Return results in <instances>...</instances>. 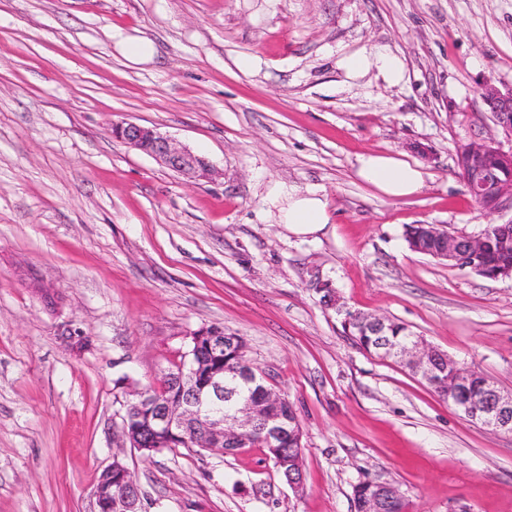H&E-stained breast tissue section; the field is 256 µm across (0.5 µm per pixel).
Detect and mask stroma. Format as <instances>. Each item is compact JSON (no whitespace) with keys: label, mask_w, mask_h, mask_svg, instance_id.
I'll return each mask as SVG.
<instances>
[{"label":"stroma","mask_w":512,"mask_h":512,"mask_svg":"<svg viewBox=\"0 0 512 512\" xmlns=\"http://www.w3.org/2000/svg\"><path fill=\"white\" fill-rule=\"evenodd\" d=\"M125 37L156 55L129 62ZM363 51L401 57L403 81L348 79L339 59ZM489 81L512 83V0H0V512H95L117 454L141 512H354L363 480L411 512H512V435L360 349L317 291L512 391V280L405 241L414 224L477 235L512 219L484 215L455 161L458 142L502 136ZM121 121L214 177L114 139ZM367 151L418 164L425 189L382 195L355 174ZM280 185L327 196L325 234L275 222ZM212 324L295 407L303 492L257 447H124L127 390ZM114 137L131 147L146 153L168 169L195 180L209 179L214 174L210 162L163 136L155 128L135 123H116L112 125Z\"/></svg>","instance_id":"35a3bbf8"}]
</instances>
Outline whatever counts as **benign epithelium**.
I'll list each match as a JSON object with an SVG mask.
<instances>
[{"instance_id": "7a95c632", "label": "benign epithelium", "mask_w": 512, "mask_h": 512, "mask_svg": "<svg viewBox=\"0 0 512 512\" xmlns=\"http://www.w3.org/2000/svg\"><path fill=\"white\" fill-rule=\"evenodd\" d=\"M480 96L488 106L493 120L501 128L508 144L496 140L469 141L458 144L461 156L459 169L465 186L476 202L493 198L486 206L488 213L502 209L506 198L512 199V177L506 170L512 167V84L498 86L491 82L480 88ZM114 137L146 153L168 169L195 180L208 179L214 174L210 162L162 135L156 129L135 123L112 125ZM418 235L434 244L429 252L433 258L461 268L481 270L479 263L494 243L486 235L470 237L453 235L437 224L419 225ZM323 302L345 312L343 325H366L376 335L387 327L388 318L343 310L333 290L325 289ZM246 352V343L222 326H202L188 333V349L179 369L163 374L158 385L134 388L127 392L121 436L129 447L145 449L174 447L173 441L188 448H206L226 453L224 445L235 448L267 446L289 434L301 441L303 429L298 418L286 419L271 408L285 400L272 388L263 374H240L224 366V352ZM388 354L410 366L426 382L455 393L469 387L470 373L447 357L440 359L436 349L421 337L389 348ZM454 369L448 381L442 377L441 363ZM257 389L261 397L254 400L241 393V386ZM232 402L229 415H224V401ZM466 417L478 421L495 432L512 434V392L501 390L493 381L483 385L482 402L474 404L464 397L458 404ZM382 496L371 498L363 512H384L387 504L402 498L399 490L389 483L381 484ZM97 512H138L139 493L129 469L114 460L98 477L95 487Z\"/></svg>"}]
</instances>
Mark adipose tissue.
I'll list each match as a JSON object with an SVG mask.
<instances>
[{"mask_svg":"<svg viewBox=\"0 0 512 512\" xmlns=\"http://www.w3.org/2000/svg\"><path fill=\"white\" fill-rule=\"evenodd\" d=\"M346 76L356 79L369 71H377L387 84L399 83L403 77V62L388 53H361L339 60ZM356 175L388 197L402 198L420 193L425 186L424 173L419 165L399 156L366 152L358 157ZM271 203L277 210V221L296 236L323 233L330 223L325 194L317 190L275 188Z\"/></svg>","mask_w":512,"mask_h":512,"instance_id":"adipose-tissue-1","label":"adipose tissue"}]
</instances>
